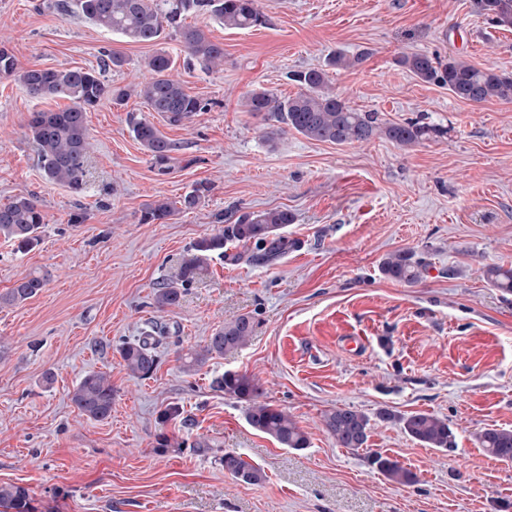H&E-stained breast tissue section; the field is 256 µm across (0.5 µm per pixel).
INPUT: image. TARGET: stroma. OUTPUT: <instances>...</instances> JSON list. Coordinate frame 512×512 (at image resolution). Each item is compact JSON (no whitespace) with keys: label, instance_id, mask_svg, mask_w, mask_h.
<instances>
[{"label":"stroma","instance_id":"stroma-1","mask_svg":"<svg viewBox=\"0 0 512 512\" xmlns=\"http://www.w3.org/2000/svg\"><path fill=\"white\" fill-rule=\"evenodd\" d=\"M37 2L0 0V37L19 67L103 68L104 53L116 52L123 67L104 69L113 85L143 78L153 45ZM259 5L265 22L248 29L188 16L223 44L220 70L185 67L183 44L165 39L188 93L207 104L186 125L160 124L176 146L165 175L130 133L129 115L149 113L133 96L88 110L83 194L47 182L25 120L68 101L31 98L0 77V203L32 195L45 216L34 249L0 238V294L30 275L47 280L22 303H0V485L26 488L38 512H512V462L477 441L488 428L512 430V294L484 277L489 265H512V103L457 99L398 63L428 52L512 73V30L488 27L477 0ZM333 51L360 58L329 73L353 108L395 123L420 119L443 136L412 148L384 138L339 146L292 131L267 141L268 122L242 112L243 96L259 87L295 95L289 72L321 66ZM199 181L213 189L198 208L140 223L145 203L178 201ZM274 208L294 216L287 254L260 264L254 247L228 245L178 307L156 313L155 288L179 276L199 238ZM77 210L84 223H70ZM397 250L428 262L423 281L383 277L380 262ZM243 314L256 322L244 347L185 370L182 354ZM156 317L169 327L158 367L134 377L119 348ZM351 336L361 349L349 348ZM228 370L255 378L264 400L308 433L309 448L253 430L243 403L216 386ZM91 372L112 381L103 421L71 402ZM171 404L181 416L161 420ZM342 406L369 416L365 448L339 447L325 431L324 414ZM382 409L393 420H379ZM420 411L446 419L457 448L411 439L399 419ZM162 434L170 447L158 446ZM373 451L415 482L378 471ZM227 452L260 467L264 481L225 472Z\"/></svg>","mask_w":512,"mask_h":512}]
</instances>
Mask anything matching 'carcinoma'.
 Instances as JSON below:
<instances>
[{
    "label": "carcinoma",
    "mask_w": 512,
    "mask_h": 512,
    "mask_svg": "<svg viewBox=\"0 0 512 512\" xmlns=\"http://www.w3.org/2000/svg\"><path fill=\"white\" fill-rule=\"evenodd\" d=\"M48 7L76 14L133 43L154 44L169 28L179 36L190 60L208 71L224 66V47L213 41L203 28L183 25L184 14H210L223 20L224 26L234 29H248L264 23L257 0H58ZM478 7L491 27L512 29V0H478ZM358 62L357 57L351 59L342 52H334L328 55L325 67L292 74V80L300 87L295 95L282 97L272 90L255 89L243 97V111L281 124V127L266 132L269 141L289 128L309 139L338 145L384 137L408 148L421 144L436 132L435 127L420 120L383 121L378 113L359 112L337 95L329 85L327 68L348 69ZM398 63L425 82L447 86L448 91L459 99L477 104L512 102V74L480 69L460 57H450L444 63L427 52L403 55ZM144 67L151 74L149 79L132 87L117 88L105 79L101 69H21L11 50L0 42L1 76L17 80L34 99L59 97L71 102L60 112L34 111L27 115L25 135L35 147L37 164L45 180L64 185L76 194L85 190L90 149L85 115L104 101L118 106L135 94L147 103L150 111L171 126H183L196 113L206 110L207 104L190 95L183 81L173 74L175 60L164 50L158 49L149 55ZM130 127L134 139L146 150L157 172L167 174L174 143L148 119L133 117ZM211 190L209 182L200 181L193 184L177 205L164 198L154 199L144 204L140 222L165 224L176 211L195 209ZM291 223V212L274 208L245 214L236 223L225 227L224 232L201 237L193 245L195 256L182 266L180 279L155 288L154 307L164 312L179 306L185 285L194 278L201 263L215 253L224 254V244L229 240L253 245L258 250L256 260L275 263L292 245L282 234ZM43 224L44 214L30 196H17L0 204V237L12 241L21 251L38 245ZM380 271L392 281L415 285L426 276L428 264L416 253L400 250L381 261ZM485 275L492 287L512 294V266L491 265L486 268ZM44 286V277H26L0 295V302H23ZM255 327V320L250 315H241L225 323L208 338L201 351L182 355L184 367L189 371L209 355L222 356L238 350L247 344ZM163 332L162 326L150 321L137 341L121 346L119 353L127 371L142 379L155 373L159 363L155 353L157 335ZM217 386L224 394L246 404L245 418L255 431L271 437L284 448L302 450L309 447L307 433L286 410L260 400L261 390L254 378L226 371L217 379ZM71 401L81 414L93 420H104L112 411V383L104 373H89L73 390ZM323 422L338 446L354 450L366 447L370 418L365 413L338 407L326 412ZM401 422L411 438L429 448L452 449L456 446L453 429L435 415L414 413ZM478 440L490 455L505 462L512 461V430L485 429ZM369 460L398 483L415 481L413 473L396 460L380 453L372 454ZM221 463L225 471L244 483L258 484L265 479L263 471L234 452L224 453ZM0 512L37 510L24 487L7 484L0 485Z\"/></svg>",
    "instance_id": "obj_1"
}]
</instances>
